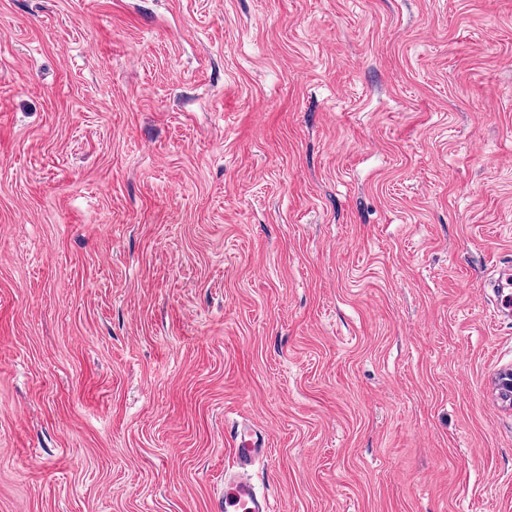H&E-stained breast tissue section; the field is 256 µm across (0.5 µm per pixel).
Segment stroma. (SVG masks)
Segmentation results:
<instances>
[{
    "label": "stroma",
    "instance_id": "stroma-1",
    "mask_svg": "<svg viewBox=\"0 0 512 512\" xmlns=\"http://www.w3.org/2000/svg\"><path fill=\"white\" fill-rule=\"evenodd\" d=\"M512 0H0V512H512ZM508 267H505L497 280L491 285L495 293L493 304L494 316L499 318L510 316L512 313V292H511V273ZM230 439L232 464L224 469V495L219 498L218 512H272L269 498L252 482V472L268 450L265 435L237 425Z\"/></svg>",
    "mask_w": 512,
    "mask_h": 512
}]
</instances>
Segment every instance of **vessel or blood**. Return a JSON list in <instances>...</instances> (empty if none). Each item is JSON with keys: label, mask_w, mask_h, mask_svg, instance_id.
Segmentation results:
<instances>
[{"label": "vessel or blood", "mask_w": 512, "mask_h": 512, "mask_svg": "<svg viewBox=\"0 0 512 512\" xmlns=\"http://www.w3.org/2000/svg\"><path fill=\"white\" fill-rule=\"evenodd\" d=\"M495 293V317L512 314V271L502 270L492 284ZM232 463L224 471V494L218 502V512H272L269 498L258 492L252 482V472L267 453V440L258 430L234 428L230 435Z\"/></svg>", "instance_id": "1"}]
</instances>
